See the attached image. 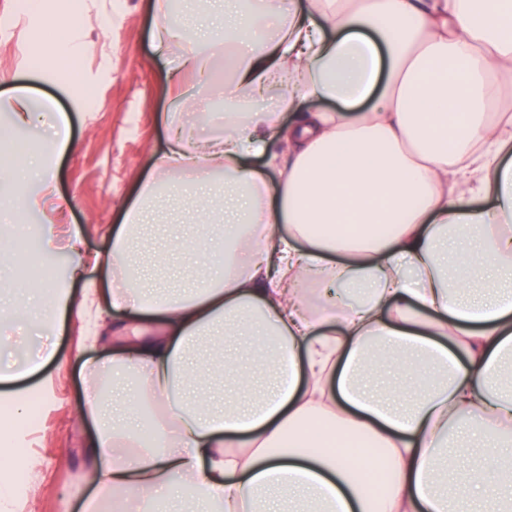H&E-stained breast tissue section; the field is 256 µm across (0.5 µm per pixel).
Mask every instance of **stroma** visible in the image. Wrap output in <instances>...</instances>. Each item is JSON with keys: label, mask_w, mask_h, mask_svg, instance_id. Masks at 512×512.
<instances>
[{"label": "stroma", "mask_w": 512, "mask_h": 512, "mask_svg": "<svg viewBox=\"0 0 512 512\" xmlns=\"http://www.w3.org/2000/svg\"><path fill=\"white\" fill-rule=\"evenodd\" d=\"M16 2L0 0V95L26 93L45 112L34 130L13 127L10 113L0 112V129L35 146V159L55 175L67 206L61 216L22 206L0 211V304L25 308L33 297L62 291L77 299L81 289L70 278L75 258L64 251L48 255L55 268L50 285L29 286L23 257L14 250L13 228L49 225L60 237L76 231L85 253L109 254L113 225L121 222L164 151L163 117L171 101L167 57L154 41V0H47L36 30ZM71 24L91 46L80 56L78 74L97 90L90 102L75 100L69 79L58 75L56 43ZM105 43L110 49L103 54L99 48ZM183 90L188 106L183 118L197 137L221 127L223 88L189 74ZM105 319V313H85L75 302L51 328L35 321L6 324L10 349L0 353V368L15 369L16 377L0 385V402L33 396L43 401L42 422L28 437L30 455L12 460L27 472L25 490L15 497L17 512H85L93 493L87 474L94 428L79 417L77 406L86 366L102 358L87 337ZM48 347L55 349L54 359L32 371L20 367V360H33Z\"/></svg>", "instance_id": "1"}]
</instances>
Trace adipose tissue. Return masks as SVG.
Returning a JSON list of instances; mask_svg holds the SVG:
<instances>
[{"mask_svg": "<svg viewBox=\"0 0 512 512\" xmlns=\"http://www.w3.org/2000/svg\"><path fill=\"white\" fill-rule=\"evenodd\" d=\"M260 12L281 21L276 35ZM218 40L230 44L223 131L197 141L168 113L166 149L113 227L111 257L67 245L73 277L105 273L85 297L123 316L96 338L102 367L136 380L124 421L79 408L95 428L94 482L112 493L102 512H157L171 493L203 512H504L512 118L491 113L512 79V0H261L225 11L176 70L215 78ZM273 90L295 114L288 128L240 109ZM219 179L223 249L207 231L180 239L197 279L156 295L128 262L149 198L182 188L204 216ZM484 269L501 280L490 296L474 277ZM212 333L237 338L220 356V411L185 395ZM379 351L413 377L374 386ZM326 431L376 448L380 496L355 477L365 459L297 450Z\"/></svg>", "mask_w": 512, "mask_h": 512, "instance_id": "ef3b65f1", "label": "adipose tissue"}]
</instances>
